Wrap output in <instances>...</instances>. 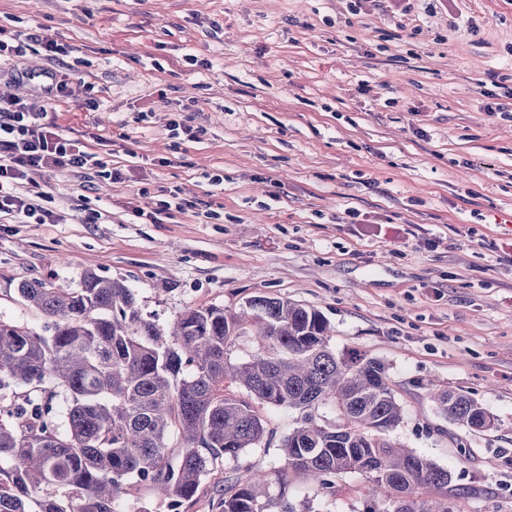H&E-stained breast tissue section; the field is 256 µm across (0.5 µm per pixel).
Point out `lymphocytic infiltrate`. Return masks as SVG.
<instances>
[{"label":"lymphocytic infiltrate","mask_w":512,"mask_h":512,"mask_svg":"<svg viewBox=\"0 0 512 512\" xmlns=\"http://www.w3.org/2000/svg\"><path fill=\"white\" fill-rule=\"evenodd\" d=\"M29 42L37 45L50 61L71 51L70 46L49 34H32L23 42L6 36L0 28V66L21 56ZM66 87L65 80L55 78L30 101L0 97V217L9 216L23 224L57 223L51 209L20 193L21 182L32 171L55 172L94 165V155L86 145L59 134L54 118L48 115L50 102L65 96Z\"/></svg>","instance_id":"1"}]
</instances>
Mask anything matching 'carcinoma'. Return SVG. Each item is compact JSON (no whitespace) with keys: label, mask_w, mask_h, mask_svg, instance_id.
<instances>
[{"label":"carcinoma","mask_w":512,"mask_h":512,"mask_svg":"<svg viewBox=\"0 0 512 512\" xmlns=\"http://www.w3.org/2000/svg\"><path fill=\"white\" fill-rule=\"evenodd\" d=\"M18 294L45 321L38 331L0 315V512H119L138 485L181 512L215 461L266 436L254 399L301 413L282 448L303 481L330 489L355 473L366 480V512H454L449 472L388 440L404 411L385 364L336 354L320 310L254 296L238 312L188 306L164 328L143 315L134 289L94 271L78 288L24 282ZM241 336L255 349L234 363ZM430 398L463 429L496 427L467 392ZM275 481L287 475L258 467L225 477L221 512H267Z\"/></svg>","instance_id":"carcinoma-1"}]
</instances>
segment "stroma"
Instances as JSON below:
<instances>
[{"label":"stroma","mask_w":512,"mask_h":512,"mask_svg":"<svg viewBox=\"0 0 512 512\" xmlns=\"http://www.w3.org/2000/svg\"><path fill=\"white\" fill-rule=\"evenodd\" d=\"M409 5L0 0L1 25L71 45L15 66L66 79L60 133L122 174L24 182L61 221L0 223V315L40 328L18 286L75 288L89 270L164 326L259 295L317 308L336 352L387 365L404 410L389 439L450 472L456 512H512V0ZM174 120L197 139L172 137ZM432 387L472 394L495 429L444 419ZM259 411L261 445L216 465L184 512H217L225 476L286 469L299 414ZM364 485L294 477L269 512H363Z\"/></svg>","instance_id":"35a3bbf8"}]
</instances>
